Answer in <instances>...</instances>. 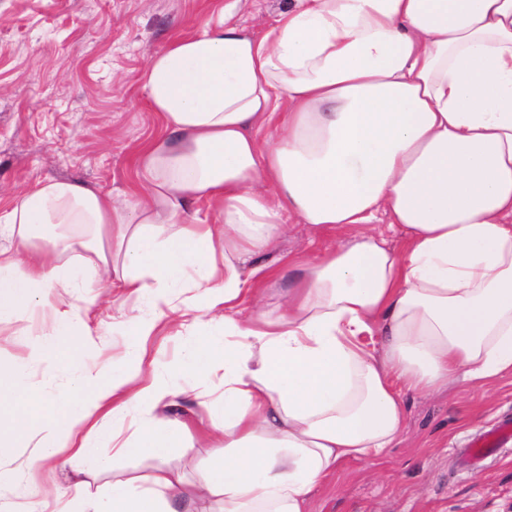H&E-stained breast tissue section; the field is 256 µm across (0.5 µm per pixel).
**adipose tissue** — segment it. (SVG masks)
I'll use <instances>...</instances> for the list:
<instances>
[{
	"mask_svg": "<svg viewBox=\"0 0 512 512\" xmlns=\"http://www.w3.org/2000/svg\"><path fill=\"white\" fill-rule=\"evenodd\" d=\"M238 2L151 56L142 90L164 132L137 154L139 191L116 200L47 179L0 216L12 242L0 324L51 309L37 336L51 365L116 287L199 325L222 311L234 339L187 355L195 374L224 378L204 435L218 468L199 484L165 468L143 490L115 482L102 512H308L345 462L395 445L406 395L512 375V0H292L260 37L232 24ZM199 200L223 223L187 219ZM293 218L343 237L312 259L249 266ZM390 231L405 232L401 249ZM109 242L124 247L117 281ZM84 252L96 280L61 262ZM292 272L287 301L263 306ZM63 288L85 289L86 309H60ZM245 295L258 302L247 315ZM142 364L83 368L46 415L24 364L0 362V432L43 418L44 457L85 456L107 414L126 413L139 436L114 447L162 454L178 403Z\"/></svg>",
	"mask_w": 512,
	"mask_h": 512,
	"instance_id": "obj_1",
	"label": "adipose tissue"
}]
</instances>
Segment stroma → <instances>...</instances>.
Masks as SVG:
<instances>
[{
	"mask_svg": "<svg viewBox=\"0 0 512 512\" xmlns=\"http://www.w3.org/2000/svg\"><path fill=\"white\" fill-rule=\"evenodd\" d=\"M225 0H0V215L33 183L53 178L103 194L134 192L137 150L162 132L146 103L141 76L149 58L174 37L218 17ZM289 0H241L235 24L263 34ZM341 235L290 220L277 248L255 256L278 265L336 246ZM158 315L145 299L121 291L101 299L89 327H77L65 352L73 363L50 368L38 357L26 323L0 327V362L25 361L24 381L42 397L67 396L80 366L131 355L124 315ZM224 342V326H172L143 345L147 369L177 392L183 426L164 456L41 460L42 428L0 447V469L14 472L15 501L39 492L42 512H92L116 481L143 480L160 467L200 482L213 462L199 443L205 402L221 396L220 377H196L187 349ZM397 448L381 459L346 464L311 498L309 512H512V433L474 466L461 454L499 422L512 419V376L485 394L454 387L407 395Z\"/></svg>",
	"mask_w": 512,
	"mask_h": 512,
	"instance_id": "1",
	"label": "stroma"
}]
</instances>
